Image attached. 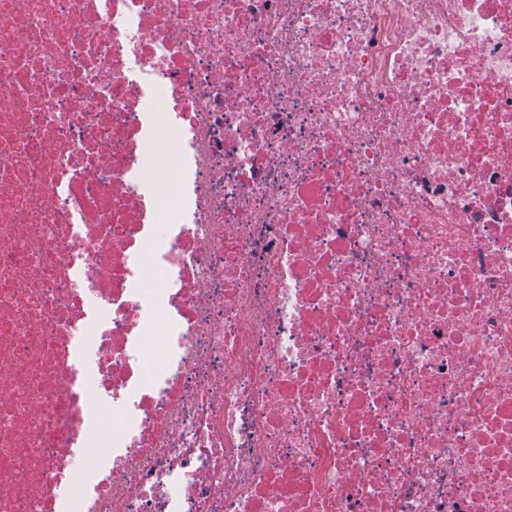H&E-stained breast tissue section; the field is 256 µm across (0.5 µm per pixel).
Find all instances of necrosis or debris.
Masks as SVG:
<instances>
[{
    "mask_svg": "<svg viewBox=\"0 0 512 512\" xmlns=\"http://www.w3.org/2000/svg\"><path fill=\"white\" fill-rule=\"evenodd\" d=\"M0 512H512V0H0Z\"/></svg>",
    "mask_w": 512,
    "mask_h": 512,
    "instance_id": "4bbe7bcc",
    "label": "necrosis or debris"
}]
</instances>
